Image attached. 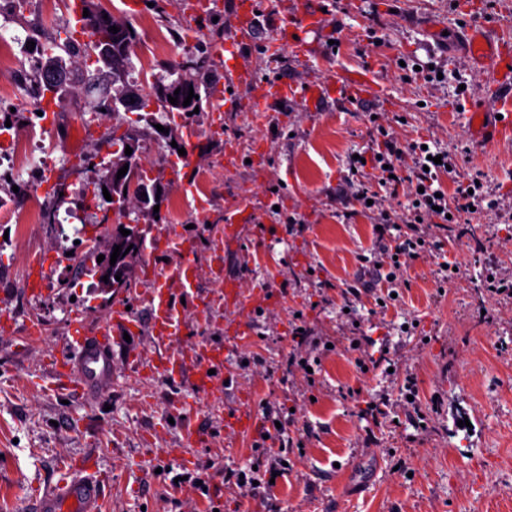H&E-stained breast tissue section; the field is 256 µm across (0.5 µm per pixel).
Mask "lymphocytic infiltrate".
I'll return each mask as SVG.
<instances>
[{
  "label": "lymphocytic infiltrate",
  "instance_id": "obj_1",
  "mask_svg": "<svg viewBox=\"0 0 512 512\" xmlns=\"http://www.w3.org/2000/svg\"><path fill=\"white\" fill-rule=\"evenodd\" d=\"M408 150L414 153L415 162L412 168L405 169L401 166V159ZM428 156V150L422 149L420 144L414 143L405 148L396 141H387L384 151L373 161V167L378 172L376 189H359L354 193L357 202L371 203L377 211L375 241L381 254L388 258L389 275L397 285L406 282L404 273L408 260L418 257L426 249L422 242L423 225L461 223L470 209H482L485 200L482 188L478 185L471 189L459 188L456 198L452 200L438 195L434 183L447 167L455 165L456 157L445 152L441 155L440 163L435 164L429 161ZM402 186L409 190L410 206L404 221L409 224L411 233L396 242L390 235L392 213L383 208L379 191L384 188L394 193Z\"/></svg>",
  "mask_w": 512,
  "mask_h": 512
}]
</instances>
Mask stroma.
<instances>
[{
    "label": "stroma",
    "mask_w": 512,
    "mask_h": 512,
    "mask_svg": "<svg viewBox=\"0 0 512 512\" xmlns=\"http://www.w3.org/2000/svg\"><path fill=\"white\" fill-rule=\"evenodd\" d=\"M100 11L138 25L154 16L174 37L179 59L205 57L222 98H210L202 115L186 124L181 113L164 119L173 137L195 129L187 157L140 121L138 113L90 124L92 103L81 90L98 72V91L112 80L94 56L66 59L70 85L53 115H37L25 90L0 99V151L27 128H42L56 157L37 180L39 201L62 192L66 207L81 199L88 174L82 157L113 159L104 132L138 131V157L148 175L160 178L165 199L158 212L136 202L125 219L93 211L81 242L61 241L52 224L36 225L25 249L4 234L9 216L0 212V512H30L33 499L64 478L71 463L94 457L109 491L105 512H512V299L484 288L490 268L512 276V139L482 147L468 133L474 106L494 111L496 94L485 69L468 58L469 38L457 0H327L328 34H307L310 52L266 55L281 11H260L257 39L238 42L231 11L223 6L202 23L186 17L182 0H95ZM73 0H57L46 18L40 0L0 14V33L25 29L38 46L49 45L72 14ZM233 50L260 79L294 83L373 69L376 91L363 99L328 100L307 107L296 100L252 109L251 90L232 85L216 48ZM93 128V138L82 131ZM420 140L457 155L455 173L441 176L448 195L471 178L497 199L498 210L469 215L467 223L435 230L431 250L413 261L403 300L375 304L380 285L371 250L369 212L345 196L353 155L372 158L386 136ZM234 147L238 162L217 176L211 195L190 199L181 215L168 199L181 194V180L195 179ZM248 211L237 243L222 244L226 214ZM137 230L143 245L127 271L122 295L130 306L129 345L112 352V390L106 394L53 390L57 358L75 334L72 317L83 315L95 331L113 303V291L95 274H71L83 240L104 250L118 222ZM190 241L202 275L182 304L187 341L222 343L225 385L219 404L209 405L185 378L150 372L158 351L150 309L138 300L148 283L145 264L163 267L177 251L154 248L156 237ZM224 252L227 276L245 295L273 291L276 304L216 310L200 318L202 299L218 286L208 273L216 250ZM458 261L452 292L442 291L439 265ZM47 284L39 301L21 283L32 264ZM366 287L346 304L343 290L355 278ZM351 315H344V306ZM39 313L54 327L50 336L30 334L26 320ZM304 326L321 339L317 349L297 345ZM369 336L364 352L348 348L354 331ZM141 364L128 359L130 348ZM311 360L306 376L298 358ZM386 359L379 367L378 359ZM369 364L361 372L360 364ZM415 379L417 405L405 399ZM388 399L384 415H366L373 398ZM245 410L259 435L224 431V415ZM284 432H276V421ZM203 432L204 445L186 444L187 430ZM285 457L286 474L275 486L226 484L224 476L258 460ZM198 485H191V478Z\"/></svg>",
    "instance_id": "1"
}]
</instances>
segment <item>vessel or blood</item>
I'll return each mask as SVG.
<instances>
[{"instance_id":"1","label":"vessel or blood","mask_w":512,"mask_h":512,"mask_svg":"<svg viewBox=\"0 0 512 512\" xmlns=\"http://www.w3.org/2000/svg\"><path fill=\"white\" fill-rule=\"evenodd\" d=\"M261 0H232V17L241 39H249L253 22L260 10ZM327 15L320 0H302L297 13L281 22L275 44L282 49L304 47L306 33H326ZM470 56L473 65L490 67L497 92L512 88V32L498 25H479L469 28ZM235 85L256 86L260 94L258 107L298 98L308 104L329 99L350 98L370 93L373 89L371 72L349 71L335 80L314 79L297 86L279 79L260 80L253 69L242 66L237 59L227 62ZM472 141L485 144L512 135V121L493 119L491 113L473 111L469 126ZM211 276L224 285L223 299L237 303L242 298L238 280L224 273L222 264L212 265ZM198 268L187 261L169 265L153 278L145 300L151 308V332L157 342L166 344L167 352L151 360L152 369L164 372L191 373L192 384L200 392L209 393L222 387L217 371L224 360L220 347L195 345L179 349L174 345L183 334L182 317L173 298L174 289L191 288L199 279ZM127 310L110 307L96 333H81L72 355L57 362L54 384L60 391L108 392L112 387V347L121 343ZM104 488L94 467L87 466L72 474L70 481L48 487L36 503L35 512H102Z\"/></svg>"}]
</instances>
